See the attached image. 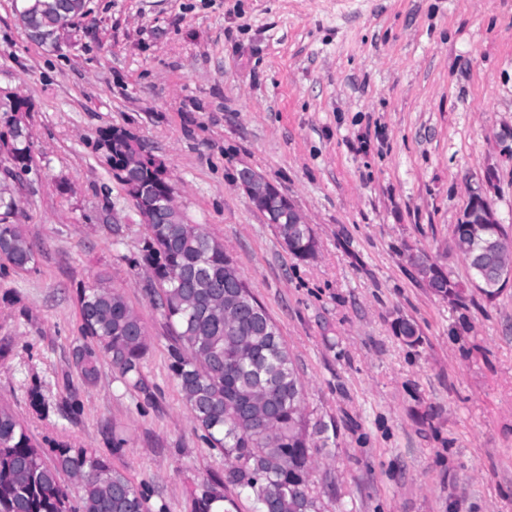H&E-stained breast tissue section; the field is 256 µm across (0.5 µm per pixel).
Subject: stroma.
Listing matches in <instances>:
<instances>
[{
    "label": "stroma",
    "instance_id": "stroma-1",
    "mask_svg": "<svg viewBox=\"0 0 512 512\" xmlns=\"http://www.w3.org/2000/svg\"><path fill=\"white\" fill-rule=\"evenodd\" d=\"M56 46L0 0V101L31 99L13 183L36 265L0 264V408L45 451L101 456L153 512H194L223 476L170 369L139 265L146 229L99 145L134 131L188 223L220 241L294 357L325 426L324 512H512V287L487 301L451 230L483 196L512 237V0H88ZM266 176L317 240L300 260L236 180ZM422 254L463 288L435 295ZM137 312L143 388L85 383L78 294ZM414 321L420 339L396 336Z\"/></svg>",
    "mask_w": 512,
    "mask_h": 512
}]
</instances>
